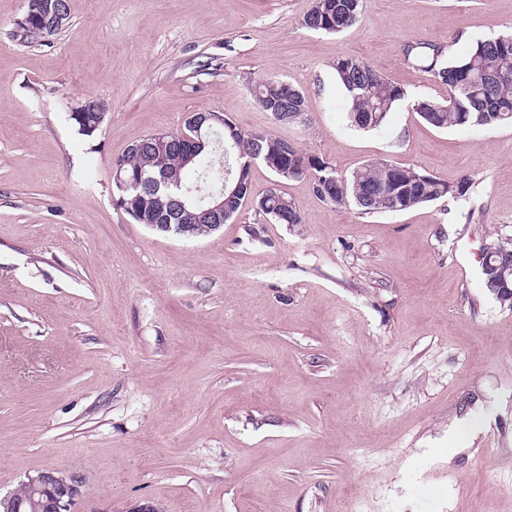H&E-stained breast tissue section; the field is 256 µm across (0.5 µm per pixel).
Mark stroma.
I'll use <instances>...</instances> for the list:
<instances>
[{
	"label": "stroma",
	"instance_id": "35a3bbf8",
	"mask_svg": "<svg viewBox=\"0 0 512 512\" xmlns=\"http://www.w3.org/2000/svg\"><path fill=\"white\" fill-rule=\"evenodd\" d=\"M312 6L68 0V28L26 44V0H0L1 496L53 470L82 475L79 512H512V309L478 257L512 234V126L425 124L411 99L448 87L403 53L510 32L512 0H363L338 34L304 26ZM344 55L407 93L376 129L348 118ZM266 78L304 92L305 123L261 108ZM193 112L342 175L472 187L364 215L257 162L220 230L159 234L116 206L113 162ZM271 188L301 223L259 222ZM105 111L106 105L104 102L97 99H87L75 112H72L71 116L76 122L75 118L79 119L82 131L90 132L100 127L104 120Z\"/></svg>",
	"mask_w": 512,
	"mask_h": 512
}]
</instances>
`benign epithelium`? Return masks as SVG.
I'll return each instance as SVG.
<instances>
[{
  "label": "benign epithelium",
  "mask_w": 512,
  "mask_h": 512,
  "mask_svg": "<svg viewBox=\"0 0 512 512\" xmlns=\"http://www.w3.org/2000/svg\"><path fill=\"white\" fill-rule=\"evenodd\" d=\"M44 17L41 34L48 38L63 28L68 22V14L54 0L43 4ZM106 105L97 99L85 100L72 117L79 119L81 130L90 132L100 127L104 120ZM186 127L197 137L202 131L210 130L216 125L228 126L224 115L218 112H193L185 121ZM166 218L164 224H154L152 228L175 235L194 236L195 225L192 221L199 218L187 195L169 197L166 211L161 213ZM202 216L213 230L223 227L224 193L211 195L209 208ZM83 496V479L78 473L69 475L46 470L27 477L11 494L0 497V509L3 512H73V506Z\"/></svg>",
  "instance_id": "1"
}]
</instances>
